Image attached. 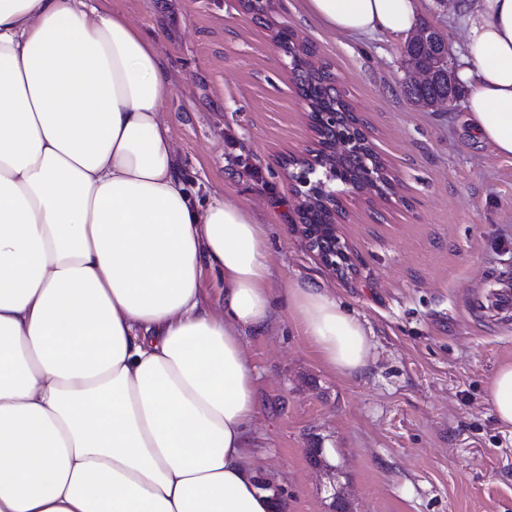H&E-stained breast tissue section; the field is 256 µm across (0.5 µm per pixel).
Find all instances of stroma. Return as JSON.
Returning <instances> with one entry per match:
<instances>
[{
    "label": "stroma",
    "instance_id": "stroma-1",
    "mask_svg": "<svg viewBox=\"0 0 512 512\" xmlns=\"http://www.w3.org/2000/svg\"><path fill=\"white\" fill-rule=\"evenodd\" d=\"M155 42L170 79L165 104L180 173L200 201L222 194L268 226L272 286L315 280L365 326L367 369L329 370L285 307L244 336L259 416L252 458L288 512H330L335 484L352 512H512V426L487 386L512 363V314L485 309L512 284V157L479 139L463 101L415 105L405 37L358 41L271 0H109ZM422 21L465 65L463 28L447 0H419ZM309 44L363 120L396 189L348 201L339 225L353 257L334 276L299 237L283 156L311 143L305 106L276 42ZM335 451L333 471L309 451Z\"/></svg>",
    "mask_w": 512,
    "mask_h": 512
}]
</instances>
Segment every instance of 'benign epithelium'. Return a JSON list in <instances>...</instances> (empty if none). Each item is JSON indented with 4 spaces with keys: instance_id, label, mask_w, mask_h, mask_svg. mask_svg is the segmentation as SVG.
Returning <instances> with one entry per match:
<instances>
[{
    "instance_id": "obj_1",
    "label": "benign epithelium",
    "mask_w": 512,
    "mask_h": 512,
    "mask_svg": "<svg viewBox=\"0 0 512 512\" xmlns=\"http://www.w3.org/2000/svg\"><path fill=\"white\" fill-rule=\"evenodd\" d=\"M289 58L288 68L296 73L309 69V50L290 40L283 47ZM308 125L314 133L315 147L290 156L285 162L288 181L299 201L301 224L298 232L307 249L321 264L335 275L346 276L352 271L347 243L338 235L337 218L347 197L365 193L387 199L394 192L393 178L363 133L359 124L352 123L341 112H315L310 101H304ZM330 134L325 145H320L323 133ZM356 158L363 167V182L345 174L343 164ZM319 205L330 216L327 224H308L306 215L313 205Z\"/></svg>"
}]
</instances>
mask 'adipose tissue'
Instances as JSON below:
<instances>
[{"label":"adipose tissue","mask_w":512,"mask_h":512,"mask_svg":"<svg viewBox=\"0 0 512 512\" xmlns=\"http://www.w3.org/2000/svg\"><path fill=\"white\" fill-rule=\"evenodd\" d=\"M419 0H302L353 38ZM479 138L512 157V0H456ZM156 44L100 0H0V512H276L259 484L247 334L270 326L265 224L199 202ZM224 280L218 306L204 270ZM321 361L361 374L360 320L321 283L284 298Z\"/></svg>","instance_id":"1"}]
</instances>
